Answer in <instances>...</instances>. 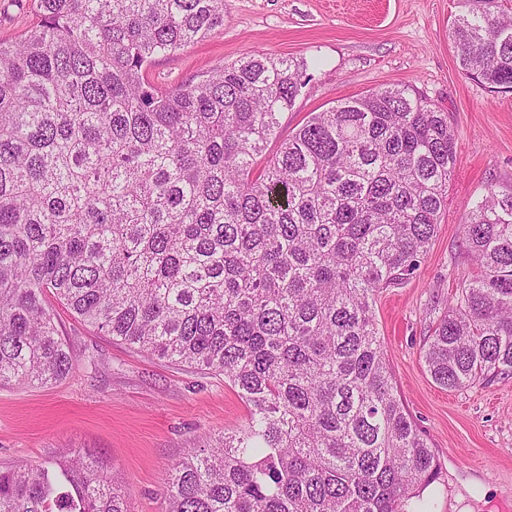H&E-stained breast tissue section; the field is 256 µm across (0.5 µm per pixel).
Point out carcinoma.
Listing matches in <instances>:
<instances>
[{
	"label": "carcinoma",
	"mask_w": 512,
	"mask_h": 512,
	"mask_svg": "<svg viewBox=\"0 0 512 512\" xmlns=\"http://www.w3.org/2000/svg\"><path fill=\"white\" fill-rule=\"evenodd\" d=\"M0 42V384L77 364L85 325L224 376L246 424L174 464L164 512H431L437 458L397 397L379 293L414 277L448 209V113L391 85L268 144L307 65L253 53L174 88L147 71L224 25V0H34ZM462 74L512 92V0H457ZM476 272L423 350L450 391L512 378V188L469 209ZM0 512H130L73 453L0 470Z\"/></svg>",
	"instance_id": "cac0c4a2"
}]
</instances>
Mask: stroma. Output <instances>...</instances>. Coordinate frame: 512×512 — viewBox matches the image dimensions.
<instances>
[{
  "instance_id": "obj_1",
  "label": "stroma",
  "mask_w": 512,
  "mask_h": 512,
  "mask_svg": "<svg viewBox=\"0 0 512 512\" xmlns=\"http://www.w3.org/2000/svg\"><path fill=\"white\" fill-rule=\"evenodd\" d=\"M457 0H224V25L158 58L148 70L171 88L246 53L306 60L310 80L281 118L288 137L310 113L399 84L420 91L454 128L457 153L448 210L410 282L379 294L378 329L396 393L441 467L426 491L433 512H512V379L449 392L421 349L468 281L462 224L488 189L512 187V93L461 75L448 39ZM33 0H0V41L34 22ZM75 371L53 385L0 386V469L45 464L77 450L123 477L131 512H163L169 467L213 445L248 414L223 377L157 359L58 309Z\"/></svg>"
}]
</instances>
